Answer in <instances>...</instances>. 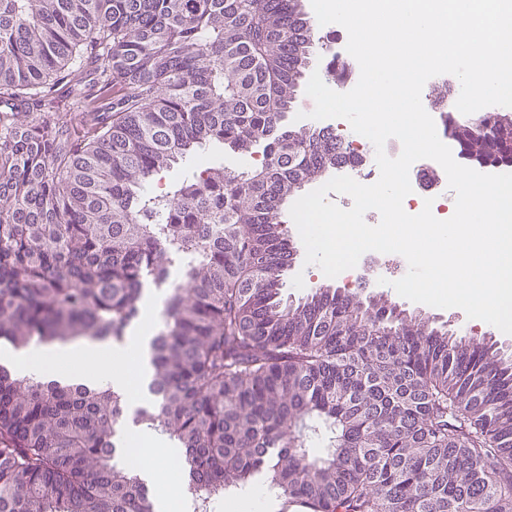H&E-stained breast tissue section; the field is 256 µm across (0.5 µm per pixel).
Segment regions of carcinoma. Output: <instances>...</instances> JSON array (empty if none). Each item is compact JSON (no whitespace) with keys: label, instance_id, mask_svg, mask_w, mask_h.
Wrapping results in <instances>:
<instances>
[{"label":"carcinoma","instance_id":"1","mask_svg":"<svg viewBox=\"0 0 512 512\" xmlns=\"http://www.w3.org/2000/svg\"><path fill=\"white\" fill-rule=\"evenodd\" d=\"M313 47L300 0H0V343L122 341L181 274L134 415L0 365V512H153L129 425L183 449V512L256 480L309 512H512V353L361 288L283 295L284 204L347 153L286 122ZM457 148L512 165V117ZM208 155L210 162L217 164L224 163V166L229 168H251L255 166V163L259 160V157L256 156L259 154L252 155V157L249 155L240 156L229 153L224 154V152H221L217 148L213 149Z\"/></svg>","mask_w":512,"mask_h":512}]
</instances>
